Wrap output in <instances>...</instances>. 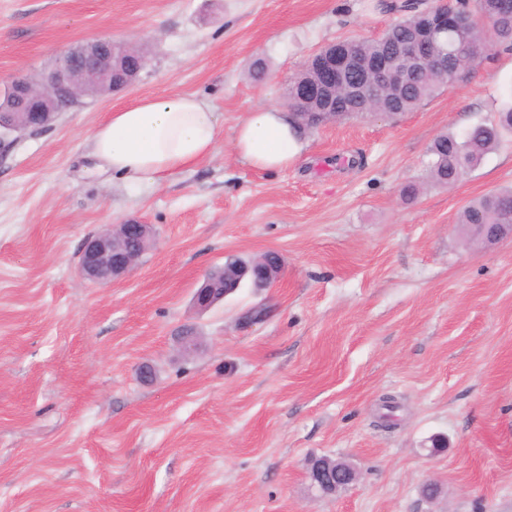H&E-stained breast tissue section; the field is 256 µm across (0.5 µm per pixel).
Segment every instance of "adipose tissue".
<instances>
[{"label":"adipose tissue","mask_w":512,"mask_h":512,"mask_svg":"<svg viewBox=\"0 0 512 512\" xmlns=\"http://www.w3.org/2000/svg\"><path fill=\"white\" fill-rule=\"evenodd\" d=\"M218 134L209 102L193 94H167L110 112L90 137L91 153L102 170L150 186L212 156ZM304 147L293 116L279 107L247 113L233 142L235 155L258 169L286 168Z\"/></svg>","instance_id":"obj_1"}]
</instances>
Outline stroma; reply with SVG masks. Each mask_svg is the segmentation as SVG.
I'll return each instance as SVG.
<instances>
[{"instance_id":"35a3bbf8","label":"stroma","mask_w":512,"mask_h":512,"mask_svg":"<svg viewBox=\"0 0 512 512\" xmlns=\"http://www.w3.org/2000/svg\"><path fill=\"white\" fill-rule=\"evenodd\" d=\"M394 20L371 0H0V84L96 36L151 59L0 153V512H512V239L486 249L456 225L512 187V133L454 185L427 171L435 137L497 117L512 50L400 117L307 131L282 171L233 153L316 51ZM169 93L212 104L214 155L150 188L88 175L109 112ZM129 219L154 230L136 270L81 278L86 237ZM268 250L278 284L194 310L225 254ZM258 304L269 316L245 321ZM320 456L357 481L318 496Z\"/></svg>"}]
</instances>
